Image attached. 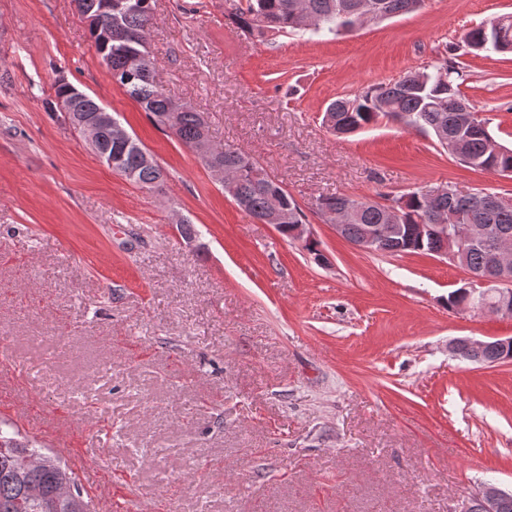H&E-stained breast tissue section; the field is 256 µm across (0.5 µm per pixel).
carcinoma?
Here are the masks:
<instances>
[{"mask_svg":"<svg viewBox=\"0 0 512 512\" xmlns=\"http://www.w3.org/2000/svg\"><path fill=\"white\" fill-rule=\"evenodd\" d=\"M423 6L425 0H377L390 13L399 16L408 13L407 4ZM359 0H243L232 18L241 29L261 35L288 34L306 29L316 35L341 34L340 28L354 23L340 16L344 4ZM153 9L151 0H112V18H100L102 27H112V42L95 43L97 52L111 57L113 80L124 93L135 101L157 126H163L161 117L168 111L170 97L157 80L156 64L148 49ZM458 67L443 61L419 72H408L388 84L368 88L352 97H338L326 111L331 113L337 133L355 132L386 120L394 122L402 115L411 117V126L432 136L443 129L457 127L456 103L464 98L460 89ZM51 111L59 112L67 106L75 119H89L99 104L84 94L71 95L67 84H55L54 99L48 102ZM200 113L188 108L178 113L177 124L169 129L171 135L188 148H193L200 137ZM489 130L468 133L463 139L465 150L473 160L471 168L512 174V148L503 147L497 154L487 150ZM98 152H109L116 161L112 171L148 190L159 189L166 178L164 169L156 162L143 161L144 146L137 139L124 145L116 144L108 129L99 136ZM214 157L227 167L241 170L240 180L231 197L252 219L268 217L270 196L266 169L251 153L228 145H214ZM400 223L405 232L384 239L377 252L382 255H428L429 241L419 242L413 235L416 224L431 223L430 201L416 190L401 195ZM360 206L359 218L343 229V238L357 243L366 231L377 224L387 223L386 205L366 197L354 199L338 194L321 196L316 200L318 213L339 212L347 206ZM473 195L458 194L455 200L459 221L450 232L464 247L463 259L467 268L491 273L495 245L491 241L473 244L469 241V225L494 224L512 233V205L503 206L484 217L472 207ZM479 288H457L448 294V309L477 308ZM485 356L491 359L512 357V341L504 338L492 341ZM0 512H86L83 492L75 485L68 468L42 452L28 441L19 439V432H9L0 426Z\"/></svg>","mask_w":512,"mask_h":512,"instance_id":"carcinoma-1","label":"carcinoma"}]
</instances>
